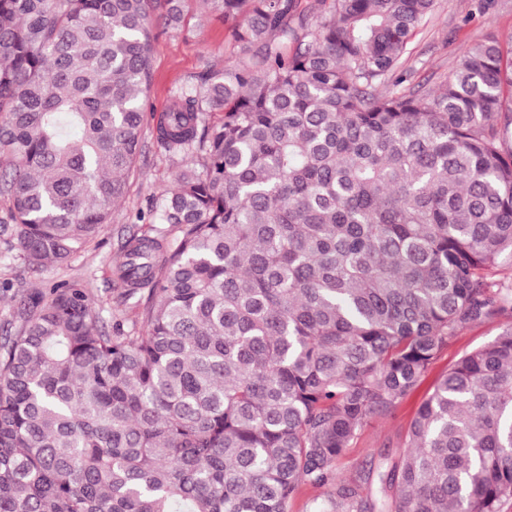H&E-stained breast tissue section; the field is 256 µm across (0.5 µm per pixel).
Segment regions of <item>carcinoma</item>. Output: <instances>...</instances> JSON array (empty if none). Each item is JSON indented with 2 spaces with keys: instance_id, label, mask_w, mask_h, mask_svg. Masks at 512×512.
I'll return each instance as SVG.
<instances>
[{
  "instance_id": "1",
  "label": "carcinoma",
  "mask_w": 512,
  "mask_h": 512,
  "mask_svg": "<svg viewBox=\"0 0 512 512\" xmlns=\"http://www.w3.org/2000/svg\"><path fill=\"white\" fill-rule=\"evenodd\" d=\"M187 0H0V196L16 258L75 261L142 148L153 40ZM245 56L176 91L180 165L126 236L112 327L81 282L0 341V512H500L512 499V49L426 93L436 0H198ZM505 317L339 472L465 329ZM506 321L495 318L459 333L448 349L431 365L423 383L399 404L391 416L370 419L360 435L346 449L340 463L341 473L348 476L356 470L368 468L371 461L377 463L381 451L393 456L399 453L404 448L406 429L434 383L461 356L492 342Z\"/></svg>"
}]
</instances>
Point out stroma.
Returning <instances> with one entry per match:
<instances>
[{
  "label": "stroma",
  "instance_id": "stroma-1",
  "mask_svg": "<svg viewBox=\"0 0 512 512\" xmlns=\"http://www.w3.org/2000/svg\"><path fill=\"white\" fill-rule=\"evenodd\" d=\"M490 35L504 42L512 40V0H438L435 11L418 28L401 59L400 68L407 73L405 89L437 88L451 75L464 49ZM240 54V47L228 38L218 13L194 0L184 27L159 35L152 43V82L145 101L142 152L124 199L112 209V221L101 235L100 245L88 248L67 267H30L7 248L8 242L16 238L15 226L0 223V281L6 279L31 291L47 289L61 278L83 279L89 281L106 308L116 307L111 259L122 236L138 224L140 217L149 216L162 190L173 183L175 166L156 141V123L173 92L198 84L208 68H224ZM503 324V319L495 318L459 333L431 365L423 383L392 415L370 419L346 449L340 463L342 474L369 467L378 461L380 453H399L406 429L434 383L461 356L492 342Z\"/></svg>",
  "mask_w": 512,
  "mask_h": 512
}]
</instances>
